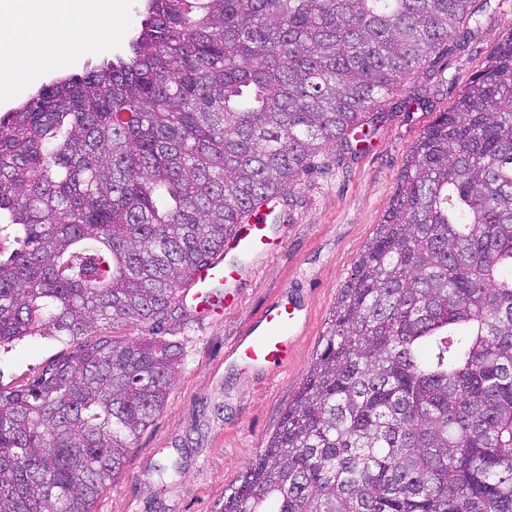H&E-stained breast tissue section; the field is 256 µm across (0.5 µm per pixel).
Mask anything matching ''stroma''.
Instances as JSON below:
<instances>
[{
  "instance_id": "stroma-1",
  "label": "stroma",
  "mask_w": 512,
  "mask_h": 512,
  "mask_svg": "<svg viewBox=\"0 0 512 512\" xmlns=\"http://www.w3.org/2000/svg\"><path fill=\"white\" fill-rule=\"evenodd\" d=\"M145 5L115 0L123 21L118 32L93 42L81 57L65 55L63 69L79 73L87 64L125 54ZM479 19L469 50L444 55L434 74L415 79L427 106L387 105L358 153L329 148L278 199L270 251L249 259L243 278L223 288V308L197 306L189 287L173 302L162 334L181 348L178 377L93 512H217L225 489L255 461L305 378L338 291L382 223L410 150L512 30V0H488ZM281 297L298 308L291 360L284 368L245 365L234 352L238 338ZM75 348L72 341L25 337L0 352V387L30 384L49 361ZM167 458L180 460L181 469L162 481L154 466Z\"/></svg>"
}]
</instances>
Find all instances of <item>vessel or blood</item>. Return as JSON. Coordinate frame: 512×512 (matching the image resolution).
I'll list each match as a JSON object with an SVG mask.
<instances>
[{"label":"vessel or blood","instance_id":"b4317fda","mask_svg":"<svg viewBox=\"0 0 512 512\" xmlns=\"http://www.w3.org/2000/svg\"><path fill=\"white\" fill-rule=\"evenodd\" d=\"M267 221L268 214L262 208L248 215L245 224L230 241L229 251L245 255L265 254L269 244ZM242 273V268L224 262L223 258L213 259L195 275V299L200 300L202 305H213L212 289L238 280ZM296 324V314L287 304H269L257 327L250 329L247 336L238 340L240 359L256 366L284 363L288 359Z\"/></svg>","mask_w":512,"mask_h":512}]
</instances>
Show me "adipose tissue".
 I'll return each instance as SVG.
<instances>
[{
  "label": "adipose tissue",
  "instance_id": "1",
  "mask_svg": "<svg viewBox=\"0 0 512 512\" xmlns=\"http://www.w3.org/2000/svg\"><path fill=\"white\" fill-rule=\"evenodd\" d=\"M118 20L112 0H16L0 2V90L60 49L79 54L91 37L111 38Z\"/></svg>",
  "mask_w": 512,
  "mask_h": 512
}]
</instances>
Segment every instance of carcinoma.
<instances>
[{"label":"carcinoma","instance_id":"1","mask_svg":"<svg viewBox=\"0 0 512 512\" xmlns=\"http://www.w3.org/2000/svg\"><path fill=\"white\" fill-rule=\"evenodd\" d=\"M478 0H147L129 53L0 114V512H92L181 362L157 321L440 54ZM220 512H512V32L410 150L276 432ZM77 342L28 336L0 353V386L5 389L30 384L49 361L75 350Z\"/></svg>","mask_w":512,"mask_h":512}]
</instances>
